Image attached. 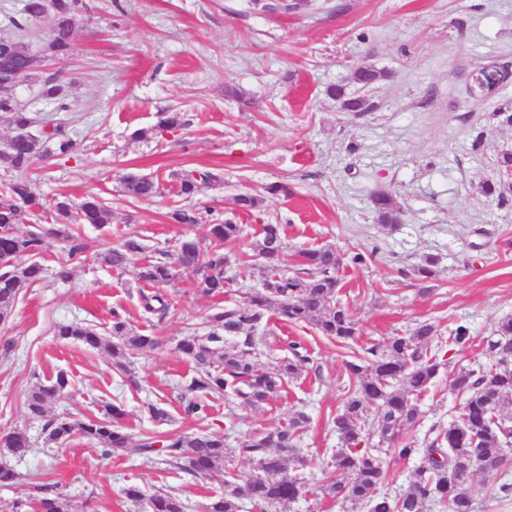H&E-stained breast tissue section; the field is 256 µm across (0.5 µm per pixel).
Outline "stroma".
Returning <instances> with one entry per match:
<instances>
[{
	"mask_svg": "<svg viewBox=\"0 0 512 512\" xmlns=\"http://www.w3.org/2000/svg\"><path fill=\"white\" fill-rule=\"evenodd\" d=\"M292 2L81 0L71 56H44L42 72L63 76L68 129L84 147L69 160L46 158L33 175L36 190L49 205L99 197L112 219L101 229L82 225L89 249L72 264L69 281L54 276L64 245L52 242L42 260L45 279L21 290L0 325V335L16 340L14 351L0 356V433L20 427L31 438L20 458L0 447V461L19 475L15 485L0 486V512L40 481L57 483L63 512H143L125 495L131 486L147 496L171 491L186 512H206L224 493L220 471L197 479L160 458L102 456L78 438L47 447L24 401L31 387L61 370L70 384L47 403V416L66 412L81 420L112 403L135 432L236 440L305 412L310 422L301 446L311 464L290 460L288 472L304 477L314 493L289 512H351L316 492L320 461L338 446L331 419L349 385L339 342L305 324L273 322L277 336L307 345L313 371L258 407L207 394L205 419L179 408L195 369L178 342L256 283L241 259L243 242L224 246L234 282L223 296L200 295L182 276L166 289L172 311L161 321L142 311L137 265L115 270L100 258L130 234L150 252L185 235L206 237V225L167 218L184 203L175 179L184 170L218 174L201 184L194 202L211 207V219L241 225L243 241L256 240L263 225H285V266L302 249L376 250L372 263L341 272L339 298L361 340L382 342L425 320L445 337L457 324L470 327L471 346L444 347L445 363L419 401L421 421L409 439L423 441L432 426L455 419L464 397L449 389V377L489 363L487 340L500 319L512 316V171L500 165L512 154V78L488 98L471 95L468 85L480 66L512 65V0H308L297 10ZM364 64L382 74L366 91L354 80ZM333 86L350 97L366 95L373 110L343 111L328 94ZM162 111L182 113L184 126L157 130ZM140 129L146 138H136ZM129 172L159 179L162 195L125 196L120 178ZM274 183L287 184V193L269 194ZM489 183L496 186L491 195L484 191ZM381 192L392 195L399 224H377L373 198ZM241 193L257 197L258 207L238 208ZM429 257L437 276L422 295L414 270ZM116 313L159 341L134 355L132 383L113 371L107 353L55 334L58 324L75 319L107 333ZM150 403L167 411L165 421L149 418ZM506 481L512 473H475V512H512V495L500 490Z\"/></svg>",
	"mask_w": 512,
	"mask_h": 512,
	"instance_id": "obj_1",
	"label": "stroma"
}]
</instances>
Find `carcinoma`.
I'll list each match as a JSON object with an SVG mask.
<instances>
[{
  "instance_id": "1",
  "label": "carcinoma",
  "mask_w": 512,
  "mask_h": 512,
  "mask_svg": "<svg viewBox=\"0 0 512 512\" xmlns=\"http://www.w3.org/2000/svg\"><path fill=\"white\" fill-rule=\"evenodd\" d=\"M45 0H24V17L12 19L17 31L15 50L0 53V71L9 67L28 75L38 67L37 53L26 43L29 23L41 19ZM80 0H55L53 23L48 32L46 50L55 58L68 57L72 50L73 29ZM37 97L55 103V111L66 112L65 86L58 73L38 78ZM329 94L340 101L347 112H369L372 104L364 97H348L341 87ZM0 112L15 130L0 150V162L15 173L0 189V324L11 316L14 303L25 285L43 279L41 258L47 239L54 237L66 244V257L58 262L55 276L70 278V265L82 259L88 244L74 228L76 224L103 226L109 223L110 210L97 197H88L74 206L66 200L55 204L63 218L58 224L31 225L18 234L16 225L32 212L46 211L35 189L31 173L38 161L50 154L72 157L81 150L79 142L68 137L61 123L42 119L16 103L14 86H0ZM51 127L44 136L28 134L37 124ZM218 179L210 171L191 170L179 178L180 195L191 198L198 185ZM122 192L137 198L160 194L155 180L135 173L122 176ZM376 220L384 226L399 222L393 198L378 194L373 199ZM205 218L200 208L181 207L169 213L174 224H199ZM242 228L226 222L212 224L208 241L183 236L174 248L155 250V257L139 267L138 279L154 288L140 293L145 314L163 320L170 312V302L163 288L180 275L193 277L203 296L220 297L232 279L226 276L231 257L224 244L241 240ZM287 249L286 233L281 224L263 225L260 238L249 244L244 255L254 261L257 285L244 292L243 300L227 305L206 319L205 333L183 337L179 352L192 360L196 374L184 386L180 399L185 415L204 419L207 405L198 393L230 394L240 402L257 406L276 395L284 385L309 371L308 350L301 344L280 341L285 355L272 367L257 360L256 332L265 328L268 313L283 323H304L319 335L343 344L356 341L358 326L345 307L336 300L341 271L345 266H365L377 257L378 250L359 252L333 246L303 250L296 264L280 268L277 262ZM145 246L129 235L103 254L102 260L114 269H123L137 260ZM55 335L88 348L106 351L113 370L130 374V357L151 350L158 340L129 328L117 313L113 314L110 338L78 322L58 324ZM496 339L489 341L494 353L491 364L459 371L449 380L451 390L466 394L459 415L447 426H435L417 448L405 438V430L419 419L418 402L429 391L439 374V346L434 344L438 329L420 322L407 336H394L384 342H366L352 350L345 360L349 379L348 394L342 409L333 418L340 430L341 447L323 462L328 474L323 494L336 502L363 504L368 512H427L436 506L446 512H473L469 483L474 473L506 474L509 447L505 431L512 426V316L498 322ZM473 342L469 326L459 324L448 336V344L464 349ZM69 386L68 375L60 372L47 385L32 387L25 400L26 416L42 421L46 441L58 444L75 436L101 447L105 456L121 453L150 460L162 455L167 462L195 477H203L224 465V438L211 434L175 435L162 438L156 434L133 432L121 422L123 411L112 404L104 406L100 416L74 421L68 415L46 417L45 406L57 393ZM309 417L296 413L288 422L265 433L239 442L238 451L253 462V470L242 477L224 472V496L214 499L207 512H238L239 501L248 500L262 510L288 506L310 493L300 477L286 473L288 461L298 457L302 428ZM31 441L22 429H13L0 437V446L13 455H22ZM409 460L421 456L414 480L402 494L391 496L380 488L388 485L383 455ZM57 484L36 486L37 494L26 499L28 512H61ZM152 512H184L183 501L175 494L158 492L150 497Z\"/></svg>"
}]
</instances>
